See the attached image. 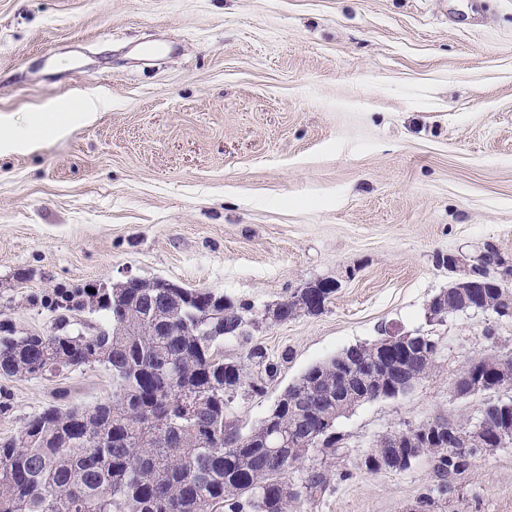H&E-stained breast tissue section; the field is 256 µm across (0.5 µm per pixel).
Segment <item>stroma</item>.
Wrapping results in <instances>:
<instances>
[{"label":"stroma","mask_w":512,"mask_h":512,"mask_svg":"<svg viewBox=\"0 0 512 512\" xmlns=\"http://www.w3.org/2000/svg\"><path fill=\"white\" fill-rule=\"evenodd\" d=\"M88 93L106 105L35 150L0 153V312L48 332L61 289L161 277L254 307L278 360L240 390L249 432L309 366L391 329L434 336L437 367L336 423L346 453L308 512H407L428 458L368 474L386 433L482 407L451 386L477 355L512 354V317L427 319L455 275L442 255L512 259V0H0V121ZM322 313L266 308L316 280ZM112 395L95 364L0 376V441L51 404ZM441 512H512V447L477 458Z\"/></svg>","instance_id":"stroma-1"}]
</instances>
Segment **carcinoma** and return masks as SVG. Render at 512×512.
Wrapping results in <instances>:
<instances>
[{
	"mask_svg": "<svg viewBox=\"0 0 512 512\" xmlns=\"http://www.w3.org/2000/svg\"><path fill=\"white\" fill-rule=\"evenodd\" d=\"M488 310L512 304L509 288L486 289ZM46 333L16 335L0 319V374L55 376L102 364L112 372V396L87 410L49 405L28 418L19 433L0 443V512H305L329 487L309 471L300 489L280 490L288 471L303 462V448L289 461L270 446L296 419L302 432H322L336 417V368L332 357L307 368L282 393L270 423L240 432L232 402L277 377L278 364L253 342V307L203 288H153L151 281L112 289L93 300L85 288L59 293ZM304 307L298 295L276 304L272 319L287 322ZM102 324L76 326L84 313ZM246 346L243 360L224 358V341ZM438 351L425 348L414 371L437 368ZM416 451L414 440L388 447L383 437L368 455L399 462ZM433 480L418 501L436 512L452 496L458 477L480 448L454 453L439 441L425 449Z\"/></svg>",
	"mask_w": 512,
	"mask_h": 512,
	"instance_id": "obj_1",
	"label": "carcinoma"
}]
</instances>
